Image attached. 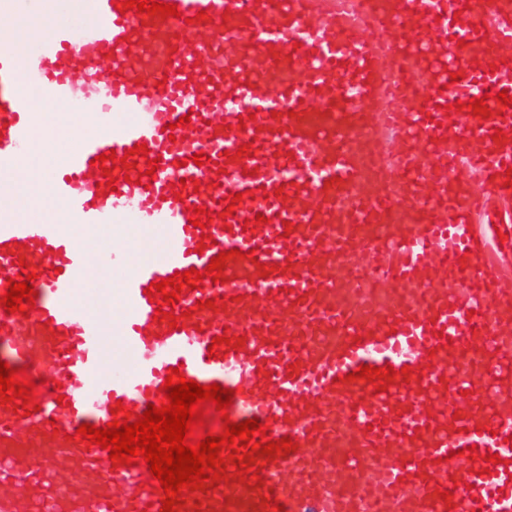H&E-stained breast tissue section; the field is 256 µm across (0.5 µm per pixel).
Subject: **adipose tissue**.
<instances>
[{
    "label": "adipose tissue",
    "instance_id": "ef3b65f1",
    "mask_svg": "<svg viewBox=\"0 0 512 512\" xmlns=\"http://www.w3.org/2000/svg\"><path fill=\"white\" fill-rule=\"evenodd\" d=\"M34 120L39 135L18 161L25 177L0 190V203L17 219L60 225L79 244L97 247L100 237L80 231L67 213L48 202L47 175L65 165L68 153L78 147L85 133V123L60 103L49 109H36Z\"/></svg>",
    "mask_w": 512,
    "mask_h": 512
}]
</instances>
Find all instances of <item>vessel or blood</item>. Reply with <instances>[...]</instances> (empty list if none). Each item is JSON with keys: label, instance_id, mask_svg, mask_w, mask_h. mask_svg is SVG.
Masks as SVG:
<instances>
[{"label": "vessel or blood", "instance_id": "obj_1", "mask_svg": "<svg viewBox=\"0 0 512 512\" xmlns=\"http://www.w3.org/2000/svg\"><path fill=\"white\" fill-rule=\"evenodd\" d=\"M52 1L71 20L20 36ZM114 2L0 0V175L21 176L35 98L65 104L87 131L51 196L114 232L90 250L0 216V290L26 268L37 293L30 316L0 309V360L45 380L33 415L0 404V512H159L146 466L75 432L159 404L177 367L294 444L244 476L222 449L179 512H512V108L495 99L512 96V0H173L177 18ZM142 143L147 187L126 154ZM112 150L125 178L104 193L92 161ZM463 166L484 194L449 193ZM222 251L220 282L182 288L181 328L154 320L150 283ZM112 287L111 315L81 299ZM388 364L387 392L355 375Z\"/></svg>", "mask_w": 512, "mask_h": 512}]
</instances>
